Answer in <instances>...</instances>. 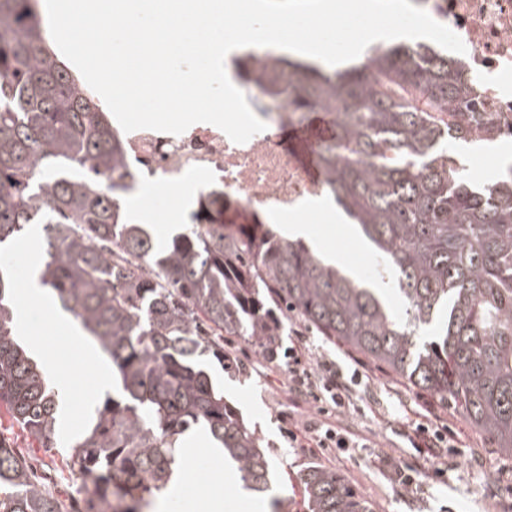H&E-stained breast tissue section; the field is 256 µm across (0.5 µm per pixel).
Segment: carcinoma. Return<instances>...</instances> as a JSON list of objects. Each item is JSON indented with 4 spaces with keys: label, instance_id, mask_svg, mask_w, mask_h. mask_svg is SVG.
Instances as JSON below:
<instances>
[{
    "label": "carcinoma",
    "instance_id": "cac0c4a2",
    "mask_svg": "<svg viewBox=\"0 0 512 512\" xmlns=\"http://www.w3.org/2000/svg\"><path fill=\"white\" fill-rule=\"evenodd\" d=\"M38 0H0V245L42 225L40 284L112 361V394L71 444L90 480L85 512H143L169 489L178 443L204 430L251 490H269L262 440L206 367L243 368L229 338L275 359L288 323L314 328L450 403L512 456V167L476 187L448 152L490 141L448 51L372 46L332 75L288 64V98L333 112L316 153L329 197L378 261L355 279L270 224L224 223V191L159 243L123 207L135 174L94 93L49 45ZM336 101V107L329 106ZM390 279L402 313L379 284ZM16 281L0 268V418L55 445L60 396L15 336ZM305 512H372L335 470L300 474ZM0 512H61L50 487L0 442Z\"/></svg>",
    "mask_w": 512,
    "mask_h": 512
}]
</instances>
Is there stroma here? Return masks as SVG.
Masks as SVG:
<instances>
[{
  "mask_svg": "<svg viewBox=\"0 0 512 512\" xmlns=\"http://www.w3.org/2000/svg\"><path fill=\"white\" fill-rule=\"evenodd\" d=\"M141 207L150 213L149 229L160 241L171 236L174 216H187L191 210L187 196L163 192L144 197ZM302 218L322 238L324 249L338 255L339 265L360 277L372 275L376 259L357 235L349 232L348 220L319 221L311 211ZM0 264L9 266L16 278L14 306L25 315L27 328L39 342L38 362L52 387L67 394L62 433L64 437L79 435L88 425L90 406L102 402L112 389L108 373L111 362L105 358L100 366H84L85 356L97 352V345L82 336L71 315L63 312L56 316L45 305L29 301L26 285L31 271L20 245L1 248ZM237 352L244 362V373L234 376L218 369L214 376L224 385L225 400L271 450L269 490L242 493L239 475L225 468L222 457L199 454L192 467L184 468L178 490L168 496L164 512H194L199 494L214 483L224 486V512H265L264 503L274 498L279 501V512H298L301 489L296 474L314 462L343 474L371 503L373 512H474L473 501L479 495L494 501L497 512H512V459L503 456L461 413L449 407L443 410L445 425L462 429L463 446L448 453L436 476L402 434L417 391L389 375L357 385V393L369 402L370 409L362 414L351 411L343 417L345 424L369 436V445L339 450L296 448L288 439V425L283 420L289 412L287 358L270 361L242 343ZM0 440L21 452L37 474L51 477L50 487L61 502H68L77 493V481L67 460L69 450L63 441L47 450L19 426L7 423L0 425ZM384 452L401 465L420 466L422 475L412 489H402L391 473L371 466V457Z\"/></svg>",
  "mask_w": 512,
  "mask_h": 512,
  "instance_id": "stroma-1",
  "label": "stroma"
}]
</instances>
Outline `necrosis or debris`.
I'll return each instance as SVG.
<instances>
[{
	"label": "necrosis or debris",
	"instance_id": "obj_1",
	"mask_svg": "<svg viewBox=\"0 0 512 512\" xmlns=\"http://www.w3.org/2000/svg\"><path fill=\"white\" fill-rule=\"evenodd\" d=\"M419 6L462 39L464 79L486 117L512 136V0H419ZM225 67L266 130L243 144L211 124L192 125L179 135L124 132L127 165L141 182L177 185L193 176L202 190L221 185L226 210L245 211L252 224L311 208L327 195L325 177L307 169L302 147L288 137L291 113L309 106L288 101L287 57L256 46L236 49Z\"/></svg>",
	"mask_w": 512,
	"mask_h": 512
}]
</instances>
